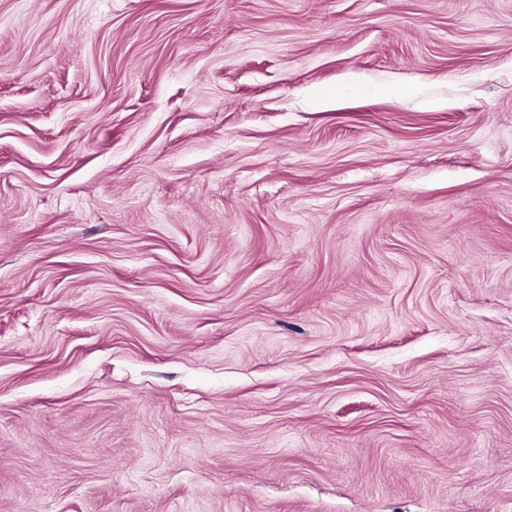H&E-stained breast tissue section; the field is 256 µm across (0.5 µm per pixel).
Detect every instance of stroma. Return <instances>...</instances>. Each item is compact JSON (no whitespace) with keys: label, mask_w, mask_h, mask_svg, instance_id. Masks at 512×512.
I'll use <instances>...</instances> for the list:
<instances>
[{"label":"stroma","mask_w":512,"mask_h":512,"mask_svg":"<svg viewBox=\"0 0 512 512\" xmlns=\"http://www.w3.org/2000/svg\"><path fill=\"white\" fill-rule=\"evenodd\" d=\"M0 512H512V0H0Z\"/></svg>","instance_id":"stroma-1"}]
</instances>
